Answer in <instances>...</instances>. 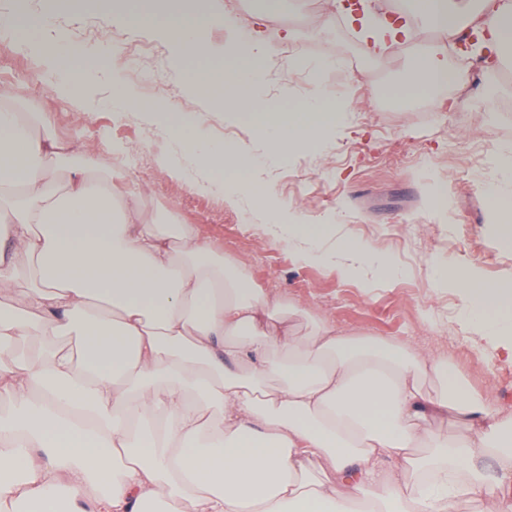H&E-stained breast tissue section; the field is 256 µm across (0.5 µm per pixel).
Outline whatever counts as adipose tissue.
I'll return each instance as SVG.
<instances>
[{"label": "adipose tissue", "mask_w": 512, "mask_h": 512, "mask_svg": "<svg viewBox=\"0 0 512 512\" xmlns=\"http://www.w3.org/2000/svg\"><path fill=\"white\" fill-rule=\"evenodd\" d=\"M164 15L158 31L179 57H239L183 86L241 91L266 144L240 153L209 142L195 113L161 112L162 134L190 147L165 166L200 190L238 177L228 202L264 203L273 191L250 172L344 104L315 96L297 120H271L250 92L266 53L257 31L217 15L216 0H164ZM346 23L371 55L425 25L451 44L480 28L499 58L512 49V0H405ZM215 25L231 46L210 38ZM0 42L39 52L63 95L108 68L114 106L136 101L109 42L74 46L53 11L30 27L0 16ZM468 81L431 50L402 79L433 94ZM66 155L49 115L0 108V512H512V412L469 393L440 357L323 323L287 337L278 299L225 270L191 225L142 221L144 195L117 196L108 171L77 167L58 184L46 162ZM308 221L283 205L272 229L318 260ZM461 279L466 319L512 335V290Z\"/></svg>", "instance_id": "1"}]
</instances>
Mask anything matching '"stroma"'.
Wrapping results in <instances>:
<instances>
[{
  "label": "stroma",
  "mask_w": 512,
  "mask_h": 512,
  "mask_svg": "<svg viewBox=\"0 0 512 512\" xmlns=\"http://www.w3.org/2000/svg\"><path fill=\"white\" fill-rule=\"evenodd\" d=\"M61 20L83 47L104 35L118 39L122 51L136 42L149 46L142 74L132 82L136 110H114L113 86L100 76L87 78L81 99L57 94L35 58L1 43L0 96L20 111L48 113L55 137L74 150L76 162L93 175L112 170L117 192L148 189L144 221L194 226L252 287L280 300L296 336L320 322L434 353L475 394L512 410V355L505 341L468 324L457 282L442 288L433 279L439 265L453 276L472 269L484 280L512 284V249L499 240L502 217L485 193L502 180L498 159L512 146V112L502 109L512 83L500 69L471 68L466 86L448 88L463 106H442L401 87L410 48L392 46L369 57L358 33L339 21L323 27L314 18L299 24L285 16L277 27H263L269 56L255 93L279 112L318 93L346 105L334 126L260 171L274 191L268 208L288 203L306 212L320 227L322 249H333L346 231L396 269L391 278L367 269L344 274L301 258L249 210L229 205L223 191L193 189L160 166L172 145L148 121L151 112L198 113L209 139L259 152L256 129L230 117L236 109L230 91L177 88L190 73L224 66L228 57L177 60L148 29L109 28L94 14ZM325 54L337 57L339 66L314 68ZM435 180L448 189L444 220L430 205Z\"/></svg>",
  "instance_id": "1"
}]
</instances>
